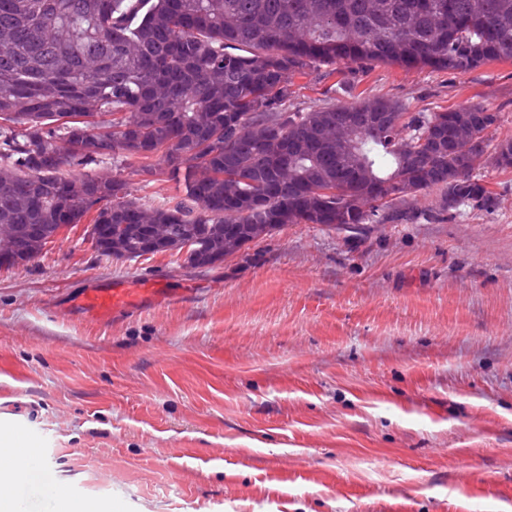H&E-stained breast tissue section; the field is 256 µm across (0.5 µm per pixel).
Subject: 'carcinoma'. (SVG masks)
Instances as JSON below:
<instances>
[{
  "label": "carcinoma",
  "instance_id": "cac0c4a2",
  "mask_svg": "<svg viewBox=\"0 0 512 512\" xmlns=\"http://www.w3.org/2000/svg\"><path fill=\"white\" fill-rule=\"evenodd\" d=\"M512 60V0H0V223L87 230L117 261L185 253L210 269L290 224L361 230L444 188L488 208L483 149H437L433 128L478 105L406 112L397 99L288 109L292 76L340 63L464 74ZM110 120L78 134L65 116ZM407 119L400 126V113ZM167 146L173 207L147 212L118 176L53 172ZM392 202L370 216L379 196Z\"/></svg>",
  "mask_w": 512,
  "mask_h": 512
}]
</instances>
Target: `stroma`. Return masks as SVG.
<instances>
[{
    "label": "stroma",
    "instance_id": "stroma-1",
    "mask_svg": "<svg viewBox=\"0 0 512 512\" xmlns=\"http://www.w3.org/2000/svg\"><path fill=\"white\" fill-rule=\"evenodd\" d=\"M388 96L498 112L512 61L466 74L353 65L294 76L289 109ZM160 157L100 159L143 207L183 196ZM490 208L442 189L361 233L291 224L202 270L99 255L85 225L0 267V430L25 423L22 512H512V170ZM124 279L187 299L102 323L67 295Z\"/></svg>",
    "mask_w": 512,
    "mask_h": 512
}]
</instances>
